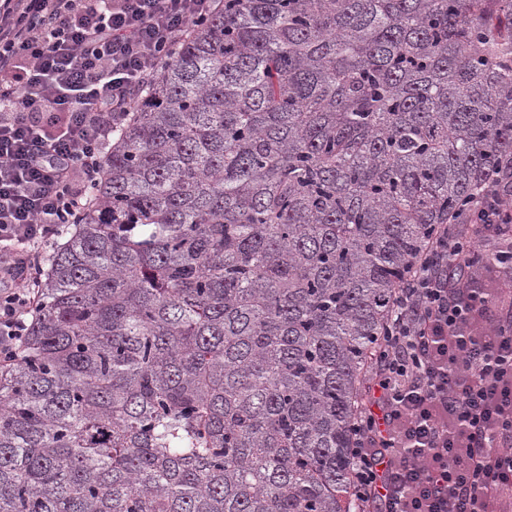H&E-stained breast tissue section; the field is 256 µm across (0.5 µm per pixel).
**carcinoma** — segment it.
Returning a JSON list of instances; mask_svg holds the SVG:
<instances>
[{
    "label": "carcinoma",
    "instance_id": "obj_1",
    "mask_svg": "<svg viewBox=\"0 0 512 512\" xmlns=\"http://www.w3.org/2000/svg\"><path fill=\"white\" fill-rule=\"evenodd\" d=\"M508 160L512 0H223L45 258L0 512H354L396 289Z\"/></svg>",
    "mask_w": 512,
    "mask_h": 512
}]
</instances>
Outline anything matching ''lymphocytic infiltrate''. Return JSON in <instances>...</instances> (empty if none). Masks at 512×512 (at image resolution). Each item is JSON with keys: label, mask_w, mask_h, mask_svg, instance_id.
<instances>
[{"label": "lymphocytic infiltrate", "mask_w": 512, "mask_h": 512, "mask_svg": "<svg viewBox=\"0 0 512 512\" xmlns=\"http://www.w3.org/2000/svg\"><path fill=\"white\" fill-rule=\"evenodd\" d=\"M217 0H0V358L18 353L43 262L93 206L139 98ZM512 170L488 181L397 289L353 426L360 512L512 506V290L448 280L477 224L505 235Z\"/></svg>", "instance_id": "lymphocytic-infiltrate-1"}]
</instances>
